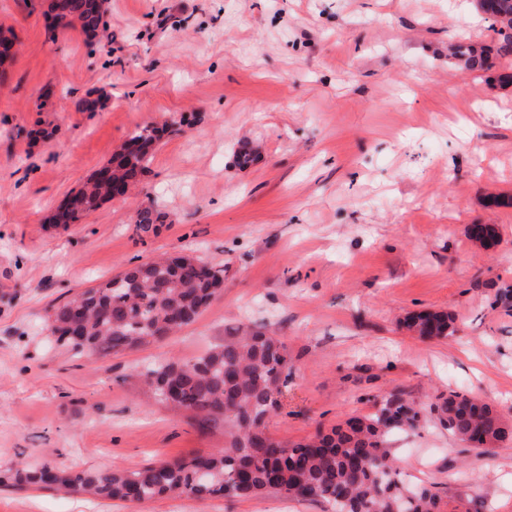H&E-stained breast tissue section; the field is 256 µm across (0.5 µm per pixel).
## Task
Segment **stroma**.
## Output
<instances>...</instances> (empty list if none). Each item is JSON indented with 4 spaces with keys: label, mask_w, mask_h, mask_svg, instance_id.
<instances>
[{
    "label": "stroma",
    "mask_w": 512,
    "mask_h": 512,
    "mask_svg": "<svg viewBox=\"0 0 512 512\" xmlns=\"http://www.w3.org/2000/svg\"><path fill=\"white\" fill-rule=\"evenodd\" d=\"M45 0H0L15 51L0 78V469L134 470L223 447L137 372L204 354L241 325L292 359L267 429L295 443L380 396L456 391L512 423V86L448 57L497 34L475 0H107L112 40L48 34ZM101 98L79 112L82 98ZM178 121L148 172L83 223L48 216L139 127ZM253 161L240 166L243 144ZM163 223L137 227L139 204ZM487 224L495 243L469 229ZM224 268L176 335L107 357L48 335L46 307L160 254ZM443 311L453 335L404 318ZM440 512H512V450L484 457L436 416L391 438ZM282 497L143 504L0 490V512H280Z\"/></svg>",
    "instance_id": "35a3bbf8"
}]
</instances>
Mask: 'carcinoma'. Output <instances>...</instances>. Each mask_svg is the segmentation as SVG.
Segmentation results:
<instances>
[{
	"label": "carcinoma",
	"instance_id": "cac0c4a2",
	"mask_svg": "<svg viewBox=\"0 0 512 512\" xmlns=\"http://www.w3.org/2000/svg\"><path fill=\"white\" fill-rule=\"evenodd\" d=\"M497 31L494 48L460 41L451 55L465 69L484 70L490 59L512 60V0H479ZM105 0H49V31L78 26L92 41L108 37ZM157 127L135 130L105 165L107 179L91 175L75 190L78 206L65 212L62 227L125 194L148 169ZM165 213L142 205L136 224L147 229ZM224 266L180 255L133 266L106 282L51 303L45 324L56 341L76 353L118 354L144 346L195 322L220 295ZM405 328L427 339L448 336L445 313L409 316ZM290 358L280 337L238 329L203 355L146 369L145 382L162 402L204 414L224 429V447L189 460L155 463L138 470L16 467L0 471V484L26 489H64L141 504L166 494L247 499L263 493L326 502L336 512H439L438 495L427 485L400 477L389 437L424 422L423 408L401 392L384 395L375 411L353 415L304 442L275 440L265 420L283 408L279 387L288 383ZM448 433L472 445L478 456L512 446V426L481 399L450 392L430 405Z\"/></svg>",
	"mask_w": 512,
	"mask_h": 512
}]
</instances>
